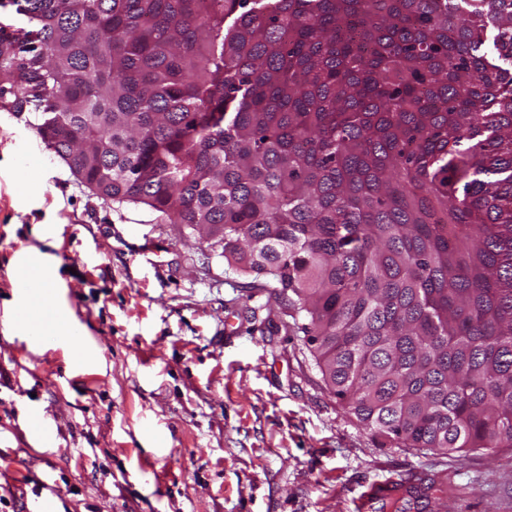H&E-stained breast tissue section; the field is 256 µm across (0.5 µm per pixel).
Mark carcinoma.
<instances>
[{"label": "carcinoma", "mask_w": 512, "mask_h": 512, "mask_svg": "<svg viewBox=\"0 0 512 512\" xmlns=\"http://www.w3.org/2000/svg\"><path fill=\"white\" fill-rule=\"evenodd\" d=\"M9 7L0 110L80 183L220 226L381 444L512 448V0Z\"/></svg>", "instance_id": "1"}]
</instances>
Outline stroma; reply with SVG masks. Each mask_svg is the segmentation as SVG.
<instances>
[{
    "label": "stroma",
    "instance_id": "stroma-1",
    "mask_svg": "<svg viewBox=\"0 0 512 512\" xmlns=\"http://www.w3.org/2000/svg\"><path fill=\"white\" fill-rule=\"evenodd\" d=\"M40 113L0 111V512L44 482L58 512H356L391 479L451 484L417 512H512V448L381 444L325 385L287 297L191 227L93 194ZM29 310L58 346L19 330Z\"/></svg>",
    "mask_w": 512,
    "mask_h": 512
}]
</instances>
